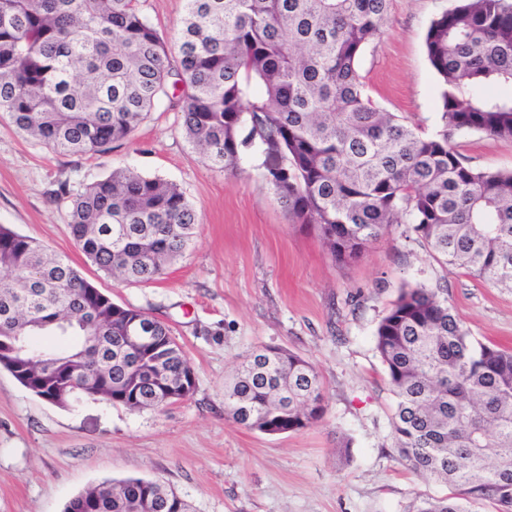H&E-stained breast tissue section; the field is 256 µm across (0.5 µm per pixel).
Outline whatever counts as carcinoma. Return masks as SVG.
I'll use <instances>...</instances> for the list:
<instances>
[{
  "label": "carcinoma",
  "mask_w": 512,
  "mask_h": 512,
  "mask_svg": "<svg viewBox=\"0 0 512 512\" xmlns=\"http://www.w3.org/2000/svg\"><path fill=\"white\" fill-rule=\"evenodd\" d=\"M390 0H185L179 55L140 0H0V112L54 152H107L182 85L193 149L234 174L254 147L262 178L292 220L311 224L336 262L358 258L406 224L443 265L512 288V168L478 171L451 138L474 130L512 140V0H462L433 19L427 59L438 77L439 130L423 136L365 95L357 63L383 32ZM66 223L98 269L157 280L191 245L198 215L159 176L120 168L70 198ZM163 350L133 357V320ZM103 337L99 349L86 337ZM39 336L68 340L41 346ZM375 351L396 399L400 458L448 487L414 512H512V351L466 331L447 299L403 288L381 318ZM0 362L40 398L65 406L55 381L74 369L99 396L159 409L153 374L190 368L170 328L101 293L65 258L0 224ZM239 425L284 434L324 413L315 367L283 348L254 352L224 383ZM93 487L64 512H192L176 492L138 478Z\"/></svg>",
  "instance_id": "obj_1"
}]
</instances>
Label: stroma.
Here are the masks:
<instances>
[{"label":"stroma","mask_w":512,"mask_h":512,"mask_svg":"<svg viewBox=\"0 0 512 512\" xmlns=\"http://www.w3.org/2000/svg\"><path fill=\"white\" fill-rule=\"evenodd\" d=\"M456 3L391 0L382 36L357 63L372 101L425 135L438 128L439 83L424 37ZM141 10L176 49L185 0H141ZM453 142L468 166L512 168V140L465 131ZM123 167L177 184L200 220L185 256L149 284L91 264L56 197ZM0 224L66 257L115 303L167 324L196 376L189 398L133 411L85 394L59 407L0 367V512H64L88 486L129 478L170 486L194 512H409L416 498L448 489L399 458L395 398L374 349L379 320L401 289L440 288L472 336L512 350V290L438 264L402 224L359 259L334 262L314 229L289 218L257 159L234 174L211 167L186 141L179 107L166 102L129 140L85 156L54 153L0 117ZM268 346L319 372L325 412L315 424L269 435L225 414V378Z\"/></svg>","instance_id":"obj_1"}]
</instances>
